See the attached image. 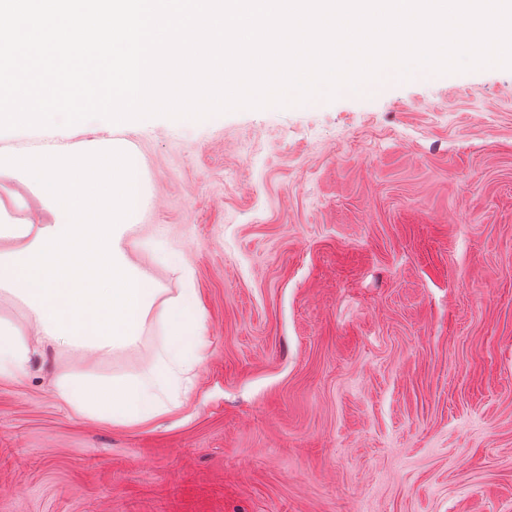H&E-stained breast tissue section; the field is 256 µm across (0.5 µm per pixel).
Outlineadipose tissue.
Wrapping results in <instances>:
<instances>
[{
	"instance_id": "adipose-tissue-1",
	"label": "adipose tissue",
	"mask_w": 512,
	"mask_h": 512,
	"mask_svg": "<svg viewBox=\"0 0 512 512\" xmlns=\"http://www.w3.org/2000/svg\"><path fill=\"white\" fill-rule=\"evenodd\" d=\"M24 186L42 215L22 217L25 202L0 205V293L20 301L23 323L0 317V380L22 377L30 337L77 351L84 367L59 375L57 393L74 415L114 425L145 424L166 413L164 398L201 361L203 316L195 289L157 303L152 272L129 247L150 209L141 158L124 139L92 138L0 149V184ZM162 339L153 364L101 379L95 367L141 340L146 317Z\"/></svg>"
}]
</instances>
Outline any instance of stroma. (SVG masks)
Wrapping results in <instances>:
<instances>
[{
	"mask_svg": "<svg viewBox=\"0 0 512 512\" xmlns=\"http://www.w3.org/2000/svg\"><path fill=\"white\" fill-rule=\"evenodd\" d=\"M122 137L154 200L130 258L160 300L196 288L202 362L114 426L63 406L80 361L32 340L0 381V512H512V69Z\"/></svg>",
	"mask_w": 512,
	"mask_h": 512,
	"instance_id": "obj_1",
	"label": "stroma"
}]
</instances>
